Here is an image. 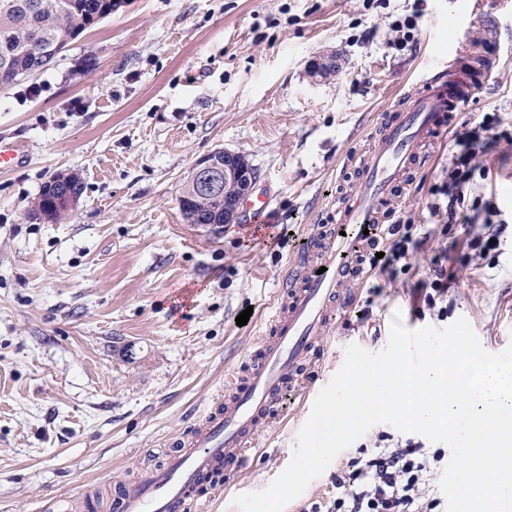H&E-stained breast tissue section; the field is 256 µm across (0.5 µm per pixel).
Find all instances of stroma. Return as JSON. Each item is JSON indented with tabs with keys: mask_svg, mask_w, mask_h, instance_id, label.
I'll return each instance as SVG.
<instances>
[{
	"mask_svg": "<svg viewBox=\"0 0 512 512\" xmlns=\"http://www.w3.org/2000/svg\"><path fill=\"white\" fill-rule=\"evenodd\" d=\"M495 2L119 0L48 69L0 93V140L23 155L0 171V512H57L79 483L110 498L173 454L225 372L256 359L283 269L315 225L335 223L376 126L450 50L512 41V0ZM321 54L338 68L317 81L308 63ZM489 67L384 219L430 234L409 267L352 282L353 306L305 367V386L324 387L350 344L382 350L396 317L412 331L466 319L493 353L512 343V48ZM487 116L499 139L473 160L457 221L441 233L446 217L432 206L445 198L433 189L459 135ZM217 149L258 170L273 237L246 232L244 213L218 231L183 221L180 184ZM65 169L84 183L77 210L62 224L27 219ZM488 218L506 230L482 256L471 240ZM437 262L443 315L425 302ZM312 404L268 419L247 477L203 486L191 512H237L235 496L266 488ZM393 431L374 425L284 512L333 501L337 473Z\"/></svg>",
	"mask_w": 512,
	"mask_h": 512,
	"instance_id": "stroma-1",
	"label": "stroma"
}]
</instances>
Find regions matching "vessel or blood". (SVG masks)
Masks as SVG:
<instances>
[{
  "mask_svg": "<svg viewBox=\"0 0 512 512\" xmlns=\"http://www.w3.org/2000/svg\"><path fill=\"white\" fill-rule=\"evenodd\" d=\"M486 75L465 55H455L405 95L401 112L380 123L375 149L359 161V190L343 198L335 223L322 226L290 260L281 278L284 299L257 339L258 359L245 373L225 376L223 402L179 439L164 467L148 469L124 486L116 512H188L203 480L247 468L262 424L283 412L284 398L298 391L320 337L347 308L346 285L356 276L369 238L381 236L396 187L424 166L428 146L447 131Z\"/></svg>",
  "mask_w": 512,
  "mask_h": 512,
  "instance_id": "b4317fda",
  "label": "vessel or blood"
}]
</instances>
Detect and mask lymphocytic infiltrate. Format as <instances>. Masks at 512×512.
Wrapping results in <instances>:
<instances>
[{
    "mask_svg": "<svg viewBox=\"0 0 512 512\" xmlns=\"http://www.w3.org/2000/svg\"><path fill=\"white\" fill-rule=\"evenodd\" d=\"M479 138L465 140L462 151L449 168V184L438 187L447 198L446 211L454 213L461 199L458 190L465 182L466 169L475 156L487 148ZM389 244H375L368 253L369 267H389L413 257L417 242L408 224L391 225ZM444 458L442 452L427 453L421 442L396 440L371 449L354 459L348 475L336 478V512H438L440 498L429 490V477Z\"/></svg>",
    "mask_w": 512,
    "mask_h": 512,
    "instance_id": "lymphocytic-infiltrate-1",
    "label": "lymphocytic infiltrate"
}]
</instances>
